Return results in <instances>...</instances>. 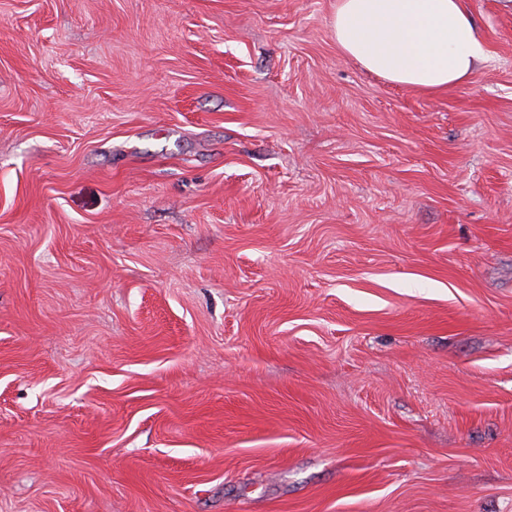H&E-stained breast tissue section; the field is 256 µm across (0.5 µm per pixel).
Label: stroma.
I'll use <instances>...</instances> for the list:
<instances>
[{"mask_svg": "<svg viewBox=\"0 0 512 512\" xmlns=\"http://www.w3.org/2000/svg\"><path fill=\"white\" fill-rule=\"evenodd\" d=\"M467 81L336 0H0V512H512V0Z\"/></svg>", "mask_w": 512, "mask_h": 512, "instance_id": "35a3bbf8", "label": "stroma"}]
</instances>
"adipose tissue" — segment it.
<instances>
[{
	"label": "adipose tissue",
	"instance_id": "obj_1",
	"mask_svg": "<svg viewBox=\"0 0 512 512\" xmlns=\"http://www.w3.org/2000/svg\"><path fill=\"white\" fill-rule=\"evenodd\" d=\"M333 32L368 71L425 91L467 81L485 57L461 0H336Z\"/></svg>",
	"mask_w": 512,
	"mask_h": 512
}]
</instances>
